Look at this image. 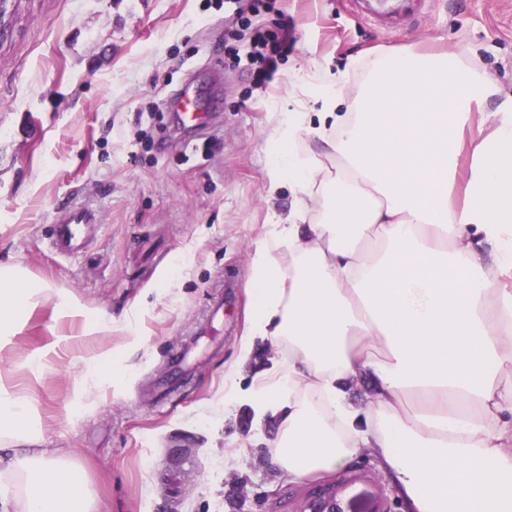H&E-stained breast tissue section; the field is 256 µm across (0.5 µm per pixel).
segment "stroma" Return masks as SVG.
<instances>
[{"label":"stroma","mask_w":512,"mask_h":512,"mask_svg":"<svg viewBox=\"0 0 512 512\" xmlns=\"http://www.w3.org/2000/svg\"><path fill=\"white\" fill-rule=\"evenodd\" d=\"M283 27L295 44L257 83L253 32ZM409 45L458 53L512 94V0H377L371 12L353 0L257 12L249 0H20L0 42V264L72 309L49 301L23 318L0 344V383L28 391L39 447L84 465L100 512H293L327 485L349 512H405L367 449L321 478L288 476L269 454L271 425L225 410L224 370L249 312V253L293 203L290 187L264 189L278 113L303 99L307 74ZM188 82L204 122L177 110ZM80 203L98 221L60 254L50 226ZM190 345L188 381L158 401L172 353Z\"/></svg>","instance_id":"1"}]
</instances>
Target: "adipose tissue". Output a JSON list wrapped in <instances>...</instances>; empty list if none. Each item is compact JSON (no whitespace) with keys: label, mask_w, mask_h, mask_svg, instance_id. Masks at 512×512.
Wrapping results in <instances>:
<instances>
[{"label":"adipose tissue","mask_w":512,"mask_h":512,"mask_svg":"<svg viewBox=\"0 0 512 512\" xmlns=\"http://www.w3.org/2000/svg\"><path fill=\"white\" fill-rule=\"evenodd\" d=\"M364 70L352 89L314 78L318 121L284 112L270 132L267 191L290 184L294 203L249 254L228 372L256 346L275 355L224 403L275 420L289 475L366 448L406 512H512V95L451 52ZM50 297L0 266V335ZM31 409L0 391V512H98L83 466L38 447Z\"/></svg>","instance_id":"obj_1"}]
</instances>
